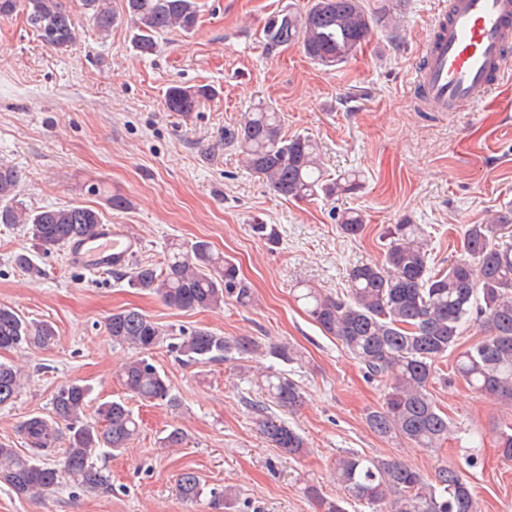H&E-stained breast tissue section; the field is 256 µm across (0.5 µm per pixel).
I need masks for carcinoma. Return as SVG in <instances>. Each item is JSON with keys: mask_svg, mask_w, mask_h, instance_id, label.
Instances as JSON below:
<instances>
[{"mask_svg": "<svg viewBox=\"0 0 512 512\" xmlns=\"http://www.w3.org/2000/svg\"><path fill=\"white\" fill-rule=\"evenodd\" d=\"M81 5L99 35L108 36L117 20L112 0H81ZM18 10L25 12L27 23L44 44L63 49L76 40L64 0H0V16ZM123 12L133 24L131 42L140 55L155 52L156 38L171 28L192 32L199 17L197 0H123ZM377 27L395 30L397 18L387 10L370 12L364 0H309L300 13L269 17L263 34L271 52L298 45L309 59L333 67L356 56ZM209 96L211 90L205 86L173 85L166 92L165 105L187 117ZM283 126L281 113L258 103L237 126L224 131V144L238 151L246 168L288 199H330L362 188L356 171L327 175L317 143L307 136H290ZM21 181L16 167L0 163V224L20 225L42 252L59 250L102 223V214L92 207L27 208L19 200ZM337 224L342 234L356 236L363 230V217L347 209L337 214ZM387 236L382 261L350 270L346 295L334 298L302 284L296 298L303 302L308 317L341 342L371 379L384 384L383 405L366 415L370 429L414 448L438 449L451 433L448 415L430 391L442 359L454 356V375L475 392L512 404V244L500 243L512 237V218L499 214L487 224L466 225L462 257L437 273L429 267L430 242L420 225L404 221L393 225ZM12 262L32 279L43 276L27 251L15 254ZM128 268L130 287L172 308L209 310L228 301L247 308L255 302L254 290L237 265L214 253L204 240L173 248L161 265L132 260ZM471 323L483 328V336L462 348V333ZM105 328L114 344L135 350L117 371L124 390L147 402L177 407L169 380L145 357L164 342L166 331L136 309L113 312ZM54 338L50 323L29 320L15 308L0 305V350L44 347ZM172 348L188 363H207L233 352L247 358L238 370L258 391L259 398L249 406L260 434L295 459L307 453L306 438L272 411L299 407L303 388L272 366L255 373L248 365L265 353L289 365L297 363L302 360L299 349L289 343L264 346L253 336L226 337L206 328L182 334ZM20 389L19 370L0 363V406L11 403ZM89 395L90 388L77 381L60 386L52 398L51 415L30 418L22 425L29 453L0 442V483L31 498L41 497L64 476L91 492L109 489L110 476L95 457L103 448L127 447L138 434L139 423L123 401L100 404L97 419L88 420ZM61 424L68 431L67 448L60 463L51 466L45 457L54 451ZM334 471L341 496L329 498L316 484L304 483V495L317 501L321 512H347L345 504L351 500L366 504L372 512H479L465 475L448 465L427 479L404 462L347 452L336 459ZM177 489L182 499L194 501L204 487L200 477L188 471L180 475Z\"/></svg>", "mask_w": 512, "mask_h": 512, "instance_id": "cac0c4a2", "label": "carcinoma"}]
</instances>
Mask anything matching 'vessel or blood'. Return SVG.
Here are the masks:
<instances>
[{
  "label": "vessel or blood",
  "mask_w": 512,
  "mask_h": 512,
  "mask_svg": "<svg viewBox=\"0 0 512 512\" xmlns=\"http://www.w3.org/2000/svg\"><path fill=\"white\" fill-rule=\"evenodd\" d=\"M512 64V0H448L432 19L413 97L422 112L477 107ZM137 242L120 225L103 223L71 241L67 258L92 272L120 269Z\"/></svg>",
  "instance_id": "obj_1"
}]
</instances>
